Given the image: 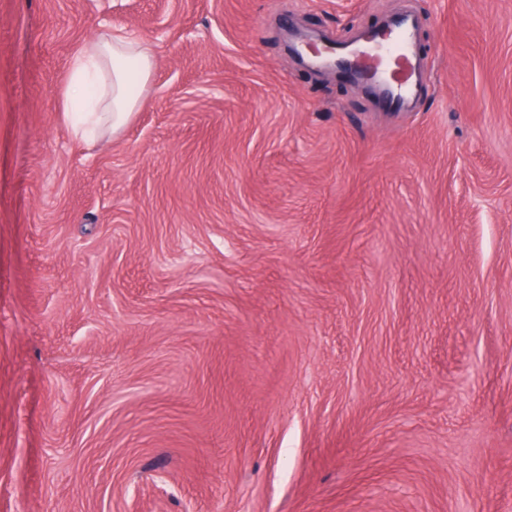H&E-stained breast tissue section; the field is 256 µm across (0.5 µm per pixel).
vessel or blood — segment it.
I'll list each match as a JSON object with an SVG mask.
<instances>
[{
    "label": "vessel or blood",
    "mask_w": 512,
    "mask_h": 512,
    "mask_svg": "<svg viewBox=\"0 0 512 512\" xmlns=\"http://www.w3.org/2000/svg\"><path fill=\"white\" fill-rule=\"evenodd\" d=\"M383 38L362 45H331L325 48L326 62L336 65L363 63V77L376 84L383 93V106L398 111L409 110L416 97L422 72L415 59L411 19L402 15L391 21Z\"/></svg>",
    "instance_id": "obj_1"
}]
</instances>
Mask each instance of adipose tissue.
I'll list each match as a JSON object with an SVG mask.
<instances>
[{
	"instance_id": "ef3b65f1",
	"label": "adipose tissue",
	"mask_w": 512,
	"mask_h": 512,
	"mask_svg": "<svg viewBox=\"0 0 512 512\" xmlns=\"http://www.w3.org/2000/svg\"><path fill=\"white\" fill-rule=\"evenodd\" d=\"M155 65L152 47L109 30L80 44L59 91L65 123L75 135L118 136L144 103Z\"/></svg>"
}]
</instances>
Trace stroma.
<instances>
[{
    "mask_svg": "<svg viewBox=\"0 0 512 512\" xmlns=\"http://www.w3.org/2000/svg\"><path fill=\"white\" fill-rule=\"evenodd\" d=\"M407 10L413 112L288 49ZM0 512H512V0H0ZM154 65L152 47L128 35L103 30L84 41L59 91L65 123L82 138L118 136L143 105Z\"/></svg>",
    "mask_w": 512,
    "mask_h": 512,
    "instance_id": "35a3bbf8",
    "label": "stroma"
}]
</instances>
